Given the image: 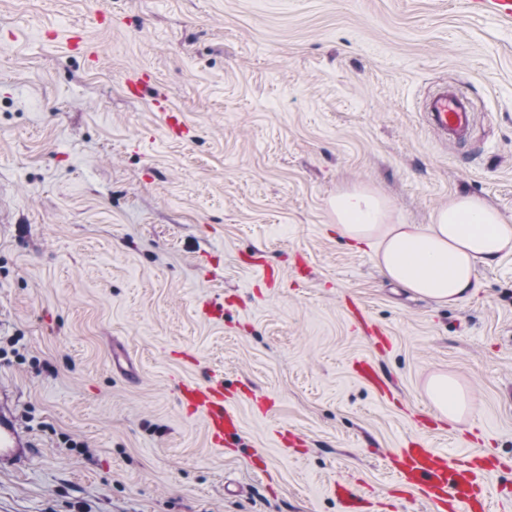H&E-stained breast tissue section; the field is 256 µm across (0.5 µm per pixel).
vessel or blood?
<instances>
[{"label": "vessel or blood", "mask_w": 512, "mask_h": 512, "mask_svg": "<svg viewBox=\"0 0 512 512\" xmlns=\"http://www.w3.org/2000/svg\"><path fill=\"white\" fill-rule=\"evenodd\" d=\"M472 11L512 20V0H469ZM425 112L443 138L461 140L473 124L470 100L459 91L439 88L427 99ZM360 379L380 396L391 390L378 368L362 360L357 368ZM180 403L193 415L201 416L213 445L223 446L240 428L238 415L224 404V386L191 382L179 386ZM17 393L11 385L0 382V467L25 466L33 455L35 442L16 415ZM493 463L486 456L467 453L455 458L408 443L397 455L398 479L419 493L431 512H488L489 490L485 476Z\"/></svg>", "instance_id": "b4317fda"}]
</instances>
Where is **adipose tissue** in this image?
Instances as JSON below:
<instances>
[{
  "instance_id": "ef3b65f1",
  "label": "adipose tissue",
  "mask_w": 512,
  "mask_h": 512,
  "mask_svg": "<svg viewBox=\"0 0 512 512\" xmlns=\"http://www.w3.org/2000/svg\"><path fill=\"white\" fill-rule=\"evenodd\" d=\"M333 206L345 236L375 245L386 276L441 304L472 294L477 267L512 251V224L474 196L450 197L424 226L388 223L384 201L365 189L337 194ZM426 396L433 409L454 421L466 409L465 393L445 374L431 378Z\"/></svg>"
}]
</instances>
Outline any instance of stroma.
Returning a JSON list of instances; mask_svg holds the SVG:
<instances>
[{"instance_id": "1", "label": "stroma", "mask_w": 512, "mask_h": 512, "mask_svg": "<svg viewBox=\"0 0 512 512\" xmlns=\"http://www.w3.org/2000/svg\"><path fill=\"white\" fill-rule=\"evenodd\" d=\"M137 70L188 135L126 94ZM441 84L473 104L464 142L425 119ZM353 187L393 224L453 194L512 222V25L467 0H0V380L38 444L0 469V512H344L338 483L427 512L390 466L410 439L497 458L512 512V252L456 304L416 295L342 233ZM441 373L460 421L426 398ZM210 379L240 418L223 451L178 399ZM357 371L360 379L373 388L381 397H388L391 394L388 384L381 377L380 371L371 361H359ZM426 396L430 406L448 419L458 421L466 409V395L457 381L446 374L431 378Z\"/></svg>"}]
</instances>
